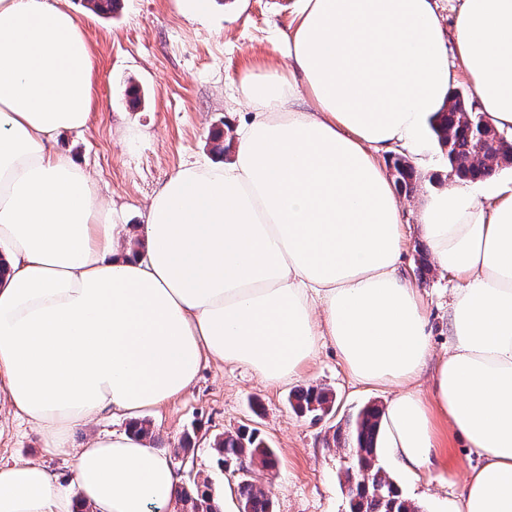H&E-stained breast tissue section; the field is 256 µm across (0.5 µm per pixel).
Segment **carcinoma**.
<instances>
[{"instance_id":"cac0c4a2","label":"carcinoma","mask_w":512,"mask_h":512,"mask_svg":"<svg viewBox=\"0 0 512 512\" xmlns=\"http://www.w3.org/2000/svg\"><path fill=\"white\" fill-rule=\"evenodd\" d=\"M484 115L478 111L455 115L450 110L437 113L432 130L440 147L447 149L449 174L459 180L475 181L493 175L496 169L477 168L474 159L479 144L478 124ZM395 181L407 193L413 190V167L402 156L392 160ZM292 410L300 415L320 418L335 407V394L321 386L298 388L288 398ZM384 411L377 405H366L348 417L345 428L333 432V441L342 445L340 478L348 487V512H418L398 484L379 464L377 445ZM220 466L249 462L262 472L277 468L278 458L266 438L256 428L240 427L224 433L213 441ZM243 512H273V503L255 480L243 475L237 484ZM180 512H198L206 506L207 512H220L214 502L209 479H193L180 492Z\"/></svg>"}]
</instances>
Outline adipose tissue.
<instances>
[{"instance_id": "1", "label": "adipose tissue", "mask_w": 512, "mask_h": 512, "mask_svg": "<svg viewBox=\"0 0 512 512\" xmlns=\"http://www.w3.org/2000/svg\"><path fill=\"white\" fill-rule=\"evenodd\" d=\"M280 51L286 68L240 80L252 118L232 159L182 166L152 197L141 256L90 172L53 145L96 106L68 0H0V396L75 477L0 460V512H168L170 459L127 431L84 448L71 433L140 418L212 359L293 383L328 343L356 383L395 389L381 457L431 473L447 425L480 460L448 512H512V184L426 196L423 237L458 282L434 363L385 171L393 151L426 152L463 75L512 131V0H459L449 33L433 0H302ZM126 424L127 421L122 418L105 415L97 420L90 430H76L71 436V444L75 448H80L87 443L90 432L122 431Z\"/></svg>"}]
</instances>
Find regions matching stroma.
Wrapping results in <instances>:
<instances>
[{"instance_id": "1", "label": "stroma", "mask_w": 512, "mask_h": 512, "mask_svg": "<svg viewBox=\"0 0 512 512\" xmlns=\"http://www.w3.org/2000/svg\"><path fill=\"white\" fill-rule=\"evenodd\" d=\"M90 42L98 73L97 106L83 132H67L56 147L76 157L91 172L100 201L113 223L138 233L147 221L151 197L179 166L213 159V135L249 120L239 92L249 72L280 68L278 48L294 24L298 0H208L202 15L182 12L177 0H120L110 16L88 10L84 0H69ZM143 86L147 97L131 107L128 82ZM447 167V155L430 143L417 168L415 190L402 199L411 243L403 264L414 278L430 313L433 357L448 349L445 316L456 279L430 270L420 273L423 244L417 217L433 173ZM299 385H321L336 395L333 418L297 415L288 405L290 385H265L235 364L204 362L195 385L181 397L146 412L156 437L155 450L172 454L184 430L197 431L194 471L209 478L216 498L227 481H238L236 467L218 466L212 450L216 435L247 425L260 429L276 449V471L254 478L274 502L275 512H346V487L339 481V453L331 425L345 423L365 404L387 405L383 386L355 383L333 346L322 347L304 370ZM0 458L42 462L70 482L62 458L44 450L39 430L0 402ZM405 496L423 512H441L452 487L426 484L390 469Z\"/></svg>"}]
</instances>
